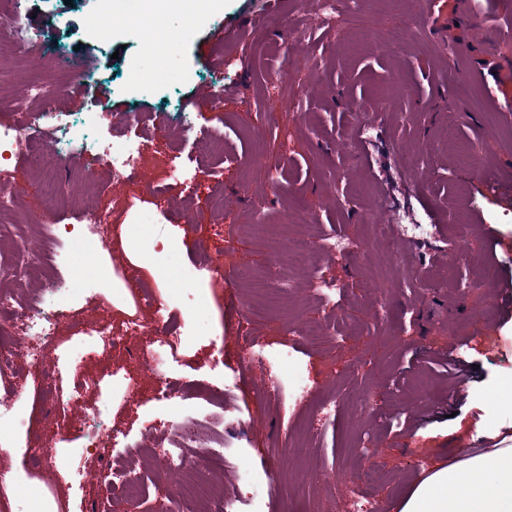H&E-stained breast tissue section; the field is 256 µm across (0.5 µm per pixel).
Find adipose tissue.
I'll return each instance as SVG.
<instances>
[{"mask_svg": "<svg viewBox=\"0 0 512 512\" xmlns=\"http://www.w3.org/2000/svg\"><path fill=\"white\" fill-rule=\"evenodd\" d=\"M400 512H512V444L436 469Z\"/></svg>", "mask_w": 512, "mask_h": 512, "instance_id": "ef3b65f1", "label": "adipose tissue"}]
</instances>
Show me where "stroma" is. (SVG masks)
I'll use <instances>...</instances> for the list:
<instances>
[{"instance_id":"stroma-1","label":"stroma","mask_w":512,"mask_h":512,"mask_svg":"<svg viewBox=\"0 0 512 512\" xmlns=\"http://www.w3.org/2000/svg\"><path fill=\"white\" fill-rule=\"evenodd\" d=\"M317 0H218L198 12L176 5L162 11L174 33L164 52L149 50L141 25L125 20L102 37L100 0H20L31 34L46 36L40 59L0 45V101H23L36 79L67 83L95 68L83 96L64 97L78 132L104 136L114 119L134 114L128 137L145 136L146 176L117 180L100 167L93 182L76 170L0 171V192H15L30 222L0 230V255L25 248L40 255L44 224L76 225L83 211L107 210L110 247L99 252L86 291L61 295L59 307L87 305V319L110 325L126 346L88 361L82 374L130 378L144 393L177 383L182 411L222 431L226 467L214 469L225 497L191 499L183 512H224L225 498L261 512H353L364 490L331 478L353 468L352 450L372 433L385 480L376 490L378 512L399 504L436 467L464 452L493 447L496 425L512 422V272L499 268L485 227L512 245V199L494 198L486 179L512 183V107L493 105L507 86L472 77L476 64L512 62V16L506 0H473L462 14L456 0H440L434 17L420 20L418 0H368L329 29L311 20ZM223 40H215L216 29ZM109 115L92 120L100 105ZM214 136L224 151L208 165L196 161V139ZM456 138L471 154L461 167L448 149ZM62 183L47 196L45 179ZM183 212L188 223L175 221ZM432 224L428 238L400 239L399 254L412 277L372 245L375 224ZM282 226L284 236L348 238L343 256H326L307 271L287 249L270 251L249 230ZM232 251L238 265L223 277H204L196 299L180 290L182 275L200 260ZM466 286L435 277L448 250ZM127 258L155 283L171 326L187 339L178 361L153 369L130 367L141 342L125 333L138 309L127 281L113 269ZM278 270L289 287L274 313H247L246 273ZM336 285L333 301L312 290L314 276ZM356 328L341 334L342 321ZM259 337L267 353L288 349V384L306 386L297 403L262 398L269 381L244 362L245 339ZM454 355L475 367L458 382L441 365ZM222 383L229 412L207 404V388ZM501 406L493 422L484 416ZM84 405L130 441L153 451L132 460L147 490L128 512H158L168 479L163 451L171 447L173 410L126 393H88ZM26 500H4L0 512H91L101 498L92 482L73 484L30 474Z\"/></svg>"}]
</instances>
